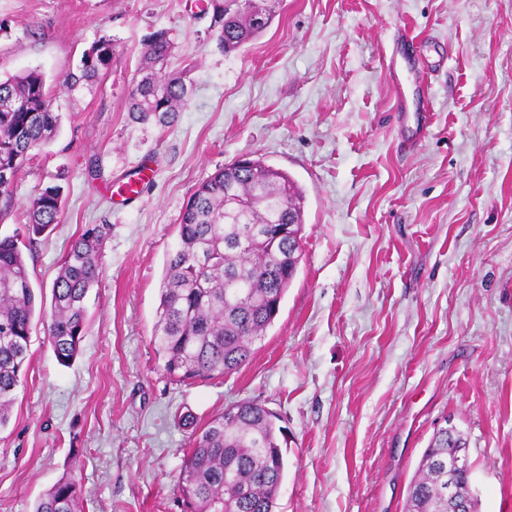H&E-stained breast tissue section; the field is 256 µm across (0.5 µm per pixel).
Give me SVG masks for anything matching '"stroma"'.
Here are the masks:
<instances>
[{
  "mask_svg": "<svg viewBox=\"0 0 512 512\" xmlns=\"http://www.w3.org/2000/svg\"><path fill=\"white\" fill-rule=\"evenodd\" d=\"M267 4L266 31L227 55L188 0H0V79L40 72L61 119L0 197V236L65 168L61 222L25 254L47 299L72 238L108 227L75 360L33 327L0 430V512H33L65 476L80 512H182L184 417L244 400L286 430L276 512H405L447 420L479 512H512V0ZM158 29L192 85L166 128L127 110ZM102 37L114 54L97 82L67 86ZM393 56L420 76L397 85ZM423 99L433 122L410 152ZM245 155L304 191L298 269L249 361L176 383L152 344L167 255L198 185ZM145 162L151 181L122 202L117 183Z\"/></svg>",
  "mask_w": 512,
  "mask_h": 512,
  "instance_id": "obj_1",
  "label": "stroma"
}]
</instances>
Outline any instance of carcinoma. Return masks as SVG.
Listing matches in <instances>:
<instances>
[{
	"instance_id": "cac0c4a2",
	"label": "carcinoma",
	"mask_w": 512,
	"mask_h": 512,
	"mask_svg": "<svg viewBox=\"0 0 512 512\" xmlns=\"http://www.w3.org/2000/svg\"><path fill=\"white\" fill-rule=\"evenodd\" d=\"M204 12L219 48L240 51L270 25V10L252 0H207ZM173 49L164 29L145 45L141 78L128 112L167 126L190 97L183 73L166 71ZM113 55L100 38L85 51L81 78L93 84ZM59 114L37 71L0 79V196H8L31 153L56 136ZM303 190L262 158L228 164L201 182L178 224L169 254L153 345L170 380L222 376L249 360L280 312L301 257ZM61 186L48 185L26 209L22 233L0 238V429L7 426L30 361L33 319L57 361L77 356L87 331L85 299L97 282L107 227L88 224L63 257L52 285L51 313L36 311L23 249L60 223ZM181 466L183 512H274L286 461L273 414L254 401L224 409L202 427L192 422ZM467 446L460 431L436 430L409 484L406 512H448V455ZM78 481H58L34 512H78Z\"/></svg>"
}]
</instances>
